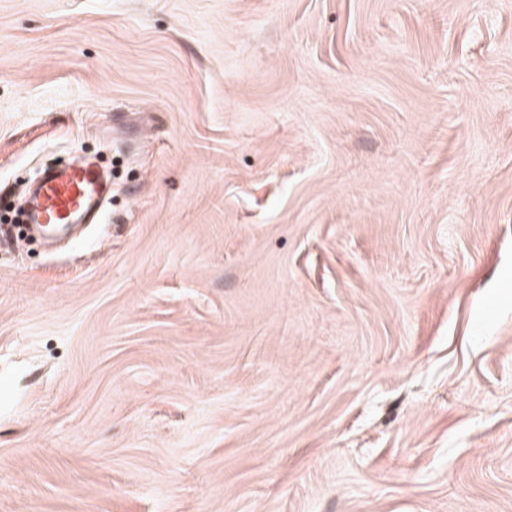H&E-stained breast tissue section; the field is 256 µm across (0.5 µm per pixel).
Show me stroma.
<instances>
[{
	"label": "stroma",
	"mask_w": 512,
	"mask_h": 512,
	"mask_svg": "<svg viewBox=\"0 0 512 512\" xmlns=\"http://www.w3.org/2000/svg\"><path fill=\"white\" fill-rule=\"evenodd\" d=\"M0 512H512V0H0ZM106 191L103 175L90 160L64 168L50 167L33 190L29 202L31 224L52 236L74 224H94ZM30 183L31 179L21 180L18 183L16 190L14 192V200L7 206L2 205L1 207L0 220L3 223L7 222L13 224H20L19 226L23 231V235L25 233L26 236L29 238H25L26 241L32 242L33 240L38 242L41 246L46 247V240L42 238L40 235L34 233L31 230L30 225L27 223L25 201L27 190L30 187Z\"/></svg>",
	"instance_id": "35a3bbf8"
}]
</instances>
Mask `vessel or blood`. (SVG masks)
Instances as JSON below:
<instances>
[{
	"mask_svg": "<svg viewBox=\"0 0 512 512\" xmlns=\"http://www.w3.org/2000/svg\"><path fill=\"white\" fill-rule=\"evenodd\" d=\"M106 191L105 179L92 161L48 168L29 202L31 222L52 236L76 224L96 223Z\"/></svg>",
	"mask_w": 512,
	"mask_h": 512,
	"instance_id": "obj_1",
	"label": "vessel or blood"
}]
</instances>
